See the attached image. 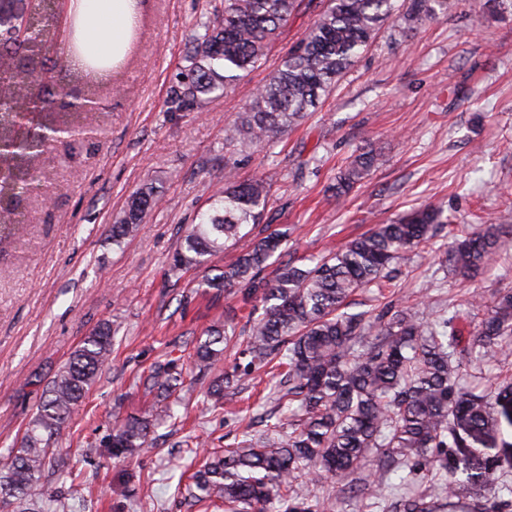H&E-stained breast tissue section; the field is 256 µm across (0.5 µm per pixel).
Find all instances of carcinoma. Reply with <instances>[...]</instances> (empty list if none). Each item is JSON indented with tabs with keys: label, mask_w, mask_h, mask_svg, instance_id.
I'll list each match as a JSON object with an SVG mask.
<instances>
[{
	"label": "carcinoma",
	"mask_w": 512,
	"mask_h": 512,
	"mask_svg": "<svg viewBox=\"0 0 512 512\" xmlns=\"http://www.w3.org/2000/svg\"><path fill=\"white\" fill-rule=\"evenodd\" d=\"M314 0H224L221 12L194 25L187 65L170 91V111L204 108L224 90L259 67L295 14ZM0 0V56L42 60L43 74L30 89L24 84L0 87V142L14 138L12 116L47 108L65 97L82 113L80 98L67 92V81H80L85 96L99 97L97 84L112 64L90 58L82 66H60L51 56L55 44L51 0L32 14L19 40ZM397 0H326L307 32L284 55L261 85L248 109L224 129V143L248 153L280 142L288 128L320 104L336 80L373 42L382 25L396 16ZM448 0H408L403 18L423 22L445 16ZM70 113L53 112L28 141L13 151L21 175L12 189L29 195L40 182L38 163L60 142L58 128ZM380 161L372 148H359L339 177L336 198L350 192ZM270 184L263 177L230 184L208 196V208L185 227L170 267L175 275L201 270L197 287L219 299L241 294L258 303L261 316L250 325L243 354L249 364L276 360L288 366L278 388L288 412L272 425L278 437L247 436L233 447L206 452L185 491L208 512L217 502L224 512H321V502L296 490L309 476L354 486L353 475L367 462L372 448L384 449L376 471L401 467L420 478L424 488L404 494L397 512H474L464 494L488 493L480 512H498L496 491L512 494V485L496 483L500 471L489 442L512 427V387L496 400L466 390V367L492 352L499 365L512 368V291L497 294L493 305L468 337L457 326L459 314L424 320L404 310L387 309L372 316L344 311L356 291L379 284L390 267L427 245L438 226L449 224L442 203L429 201L320 258L311 267L292 260L269 269L282 246L271 232L254 240L237 259L222 268L210 265L225 246L243 237L249 224L263 221ZM161 195L154 187L129 197L120 220L112 225V245L134 235ZM503 224L462 226L444 252L455 275L466 279L497 253ZM116 329L99 324L55 371L43 392L37 414L25 428L19 445L0 457V509L18 512H61V500L43 489L47 473L74 479L78 465L108 455L130 458L152 451L150 434L176 423L184 378L176 361L158 362L139 378L144 393L153 396L147 414L130 415L108 434L107 441L82 449L78 459L62 457L50 447L66 422L83 405L89 390L111 362ZM235 330L216 322L185 344L196 368L215 372L208 388L212 406L224 403V385L233 375L223 370L224 348Z\"/></svg>",
	"instance_id": "carcinoma-1"
}]
</instances>
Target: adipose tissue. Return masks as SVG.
<instances>
[{
	"instance_id": "1",
	"label": "adipose tissue",
	"mask_w": 512,
	"mask_h": 512,
	"mask_svg": "<svg viewBox=\"0 0 512 512\" xmlns=\"http://www.w3.org/2000/svg\"><path fill=\"white\" fill-rule=\"evenodd\" d=\"M75 35L85 56L119 60L139 17L138 0H77Z\"/></svg>"
}]
</instances>
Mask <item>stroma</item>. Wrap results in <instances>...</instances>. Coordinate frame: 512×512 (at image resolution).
I'll return each mask as SVG.
<instances>
[{"label": "stroma", "instance_id": "obj_1", "mask_svg": "<svg viewBox=\"0 0 512 512\" xmlns=\"http://www.w3.org/2000/svg\"><path fill=\"white\" fill-rule=\"evenodd\" d=\"M140 4L137 34L106 81L104 106L84 119L106 137L57 144L41 165L44 192L19 200L28 219L22 237L0 244V454L35 416L50 376L101 322L119 331L110 365L55 441L70 457L115 421L148 410L135 382L155 362L189 365L185 342L214 321L241 332L259 317L237 295L211 302L197 292L195 272L169 270L183 227L206 208L209 185L264 176L271 193L262 230L287 232L281 251L303 265L432 198L454 223L509 224L493 261L474 276L450 270L443 232L396 265L381 287L353 295L351 311L390 303L432 320L456 310L470 330L481 313L468 298L512 288V0L495 15L448 0L443 18L386 23L315 112L273 148L250 154L225 145L224 126L249 107L314 12L295 15L260 66L207 110L173 112L169 90L190 31L219 0ZM366 143L381 162L337 202L336 179ZM150 183L162 205L135 237L113 246L111 226L129 195ZM209 383L201 376L184 388L182 421L155 430L152 454L84 464L75 482L49 477L45 488L84 499V512H129L128 492L139 486L145 512H199L177 495L185 467L242 432L266 437L277 406L268 368L241 376L216 411L204 398ZM298 484L330 512H376L368 494L303 477Z\"/></svg>", "mask_w": 512, "mask_h": 512}]
</instances>
